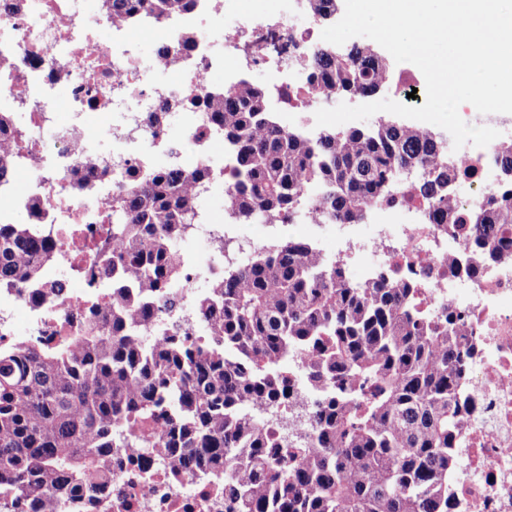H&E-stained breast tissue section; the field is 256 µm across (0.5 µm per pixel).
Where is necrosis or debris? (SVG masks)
I'll return each mask as SVG.
<instances>
[{"label":"necrosis or debris","mask_w":512,"mask_h":512,"mask_svg":"<svg viewBox=\"0 0 512 512\" xmlns=\"http://www.w3.org/2000/svg\"><path fill=\"white\" fill-rule=\"evenodd\" d=\"M304 0H278L256 15L232 11L229 0H193L183 13L157 17L140 12L116 23L107 0L97 11L82 0H9L0 9V116L9 120L12 176L0 184V222L25 223L54 241L57 257L43 264L41 283H63V300L31 304L12 288L0 289V340L16 341L17 312H25L30 339L59 329L66 308L95 299L106 305L108 284L94 272L111 249L112 204L134 173H147L152 149L169 164L198 166L211 185L226 186L231 172L220 131L206 126L197 93L229 91L251 73L266 77L271 108L284 130L316 136L318 109L332 102L313 86L312 53L325 48L322 28L303 14ZM154 51L145 54L144 41ZM173 62L161 66V54ZM163 73L156 81L155 73ZM103 124L90 133L92 118ZM180 135H172L173 118ZM111 144L102 151L101 140ZM495 145L470 144L454 151L459 210L481 208L501 190L491 177ZM428 204L412 181L397 185L394 202L370 206L367 224H332L321 253L340 266L361 267L364 282L410 280L418 306L434 317L460 316L469 333L461 342L469 355L463 391L469 408L455 451L466 473L451 487L454 512H512V264L468 270L467 236L429 223ZM186 239L203 243L181 253L183 275L160 302L154 332L180 327L201 336L206 326L192 311L200 287L223 280L224 266L249 261L261 243L240 237L232 222L189 225ZM295 393L288 404L258 407L271 430L306 447L308 415L306 355L292 359ZM169 457L153 448H118L112 461V494L91 512H224V487L173 479Z\"/></svg>","instance_id":"obj_1"}]
</instances>
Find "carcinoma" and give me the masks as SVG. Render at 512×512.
<instances>
[{
  "mask_svg": "<svg viewBox=\"0 0 512 512\" xmlns=\"http://www.w3.org/2000/svg\"><path fill=\"white\" fill-rule=\"evenodd\" d=\"M112 20L135 7L157 16L189 0H108ZM329 20L337 0H307ZM314 88L328 99L373 96L391 68L366 45L347 58L318 49ZM207 122L224 131L235 182L225 195L236 223L264 212L291 215L308 185L327 188L321 218L363 223L373 202L394 200L413 170L428 219L448 232L470 225L475 267L511 263L512 142L495 156L503 191L462 219L450 196L457 172L433 131L380 121L310 138L282 129L264 86L244 83L204 97ZM201 169L166 166L130 182L112 210V250L98 273L120 284L109 307L87 302L65 314L66 336L26 346L0 342V512H69L112 482V449L155 439L176 472L224 481V512H451L448 483L462 428L464 324L417 310L415 288L381 278L352 282L315 244L296 239L260 248L195 300L204 336L148 339L182 273L177 242L196 221L192 189ZM53 242L30 224L0 223V289L29 288ZM305 354L319 399L307 448L245 411L286 402L292 374L281 361Z\"/></svg>",
  "mask_w": 512,
  "mask_h": 512,
  "instance_id": "obj_1",
  "label": "carcinoma"
}]
</instances>
